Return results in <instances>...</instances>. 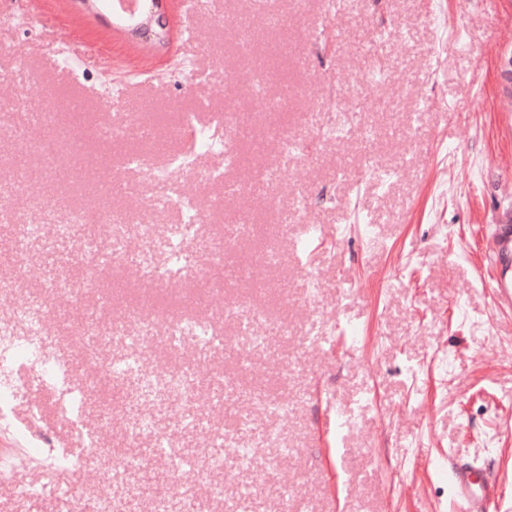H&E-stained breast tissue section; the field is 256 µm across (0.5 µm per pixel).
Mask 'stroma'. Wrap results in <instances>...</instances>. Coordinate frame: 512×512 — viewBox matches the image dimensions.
I'll use <instances>...</instances> for the list:
<instances>
[{
	"instance_id": "obj_1",
	"label": "stroma",
	"mask_w": 512,
	"mask_h": 512,
	"mask_svg": "<svg viewBox=\"0 0 512 512\" xmlns=\"http://www.w3.org/2000/svg\"><path fill=\"white\" fill-rule=\"evenodd\" d=\"M163 5L170 39L158 47L76 0H13L0 19V190L13 199L0 210V274L13 268L17 218L32 196L61 216L85 211L76 236L97 232L89 181L129 225L184 222L167 188L177 183L201 203L190 248L205 270L173 288L100 266L88 289L73 263L35 264L29 286L108 452L87 456L51 498L0 483V512H76L77 497H92L113 456L129 451L134 382L93 374L79 339L93 323L109 338L101 362L123 355L116 321L149 286L153 306L207 318L221 341L171 351L158 336L146 362L230 381L237 403L212 393L204 415L257 456L223 478L222 501L208 481L194 488L208 512H237L246 499L254 512H458L441 472L460 460L496 478L488 512H512V307L494 301L491 256L495 227L512 212V101L499 69L512 53V0ZM75 100L83 110L69 135L29 129L35 143L56 140L52 159L14 139L29 113ZM228 109L249 123L229 131L232 167L191 153L186 135L158 152L125 134ZM284 137L296 153H282ZM132 153L146 166L124 168ZM57 166L70 177L54 178ZM217 169L223 182L210 177ZM235 224L254 225L253 236L228 239ZM60 280L84 287L82 301L53 292ZM246 297L264 313L247 327L232 316ZM255 333L271 338L263 352L250 350ZM19 376L17 419L38 403L40 430L80 454L54 394Z\"/></svg>"
}]
</instances>
